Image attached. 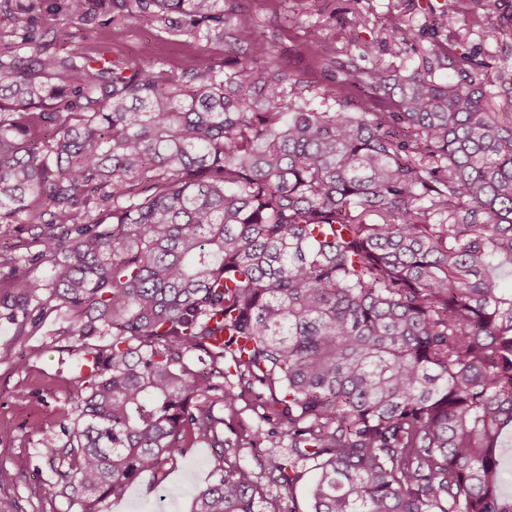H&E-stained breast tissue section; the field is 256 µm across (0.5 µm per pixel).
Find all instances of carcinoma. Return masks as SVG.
Listing matches in <instances>:
<instances>
[{
	"label": "carcinoma",
	"instance_id": "1",
	"mask_svg": "<svg viewBox=\"0 0 512 512\" xmlns=\"http://www.w3.org/2000/svg\"><path fill=\"white\" fill-rule=\"evenodd\" d=\"M4 2L0 23L28 33L0 52V238L26 224L38 250L0 252V318L27 336L63 316L88 369L47 448L76 512L184 448L232 447L206 402L234 408L232 372L268 386L291 451L314 462L310 512H512V121L488 90L512 105V69L484 44L512 33V10L455 0L430 27L464 15L479 42L433 41L399 76L315 40L329 84L314 92L258 60L261 30L247 52L225 31L220 69L168 73L52 54L34 35L45 0ZM219 2L54 0L83 25L193 28L225 22ZM422 33L394 22L384 43L399 56ZM260 503L236 466L193 512Z\"/></svg>",
	"mask_w": 512,
	"mask_h": 512
}]
</instances>
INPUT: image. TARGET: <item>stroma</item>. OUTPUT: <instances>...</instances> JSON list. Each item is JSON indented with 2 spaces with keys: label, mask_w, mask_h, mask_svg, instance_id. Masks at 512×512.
<instances>
[{
  "label": "stroma",
  "mask_w": 512,
  "mask_h": 512,
  "mask_svg": "<svg viewBox=\"0 0 512 512\" xmlns=\"http://www.w3.org/2000/svg\"><path fill=\"white\" fill-rule=\"evenodd\" d=\"M232 26L258 27L268 37L270 62L282 65L320 84L321 70L314 68L309 45L321 38L341 47L345 56L366 55L390 73L405 69L407 57L385 49L384 28L390 18L417 27L427 24L433 12L450 9L454 0H236ZM363 13L369 24L356 30L340 29L337 19L345 11ZM37 29L50 49L65 56L82 52L179 71L193 57L208 65L224 62L227 48L224 27L185 32L170 23L145 24L132 18L103 14L92 24L72 28L62 14L41 13ZM59 323L48 318L32 336H19L13 324L0 320V512H71L66 498L56 494L55 475L45 454V443L55 441L64 408L70 407L81 376L80 360L69 350V340L57 333ZM24 370L12 367L16 358ZM265 385L253 384L234 409L214 400L215 415L224 419L223 435L233 450L201 443L184 449L176 462L159 474L143 473L119 500H106L101 512H192L196 490L220 479L235 465L251 470L266 512H307V489L315 472L311 462L296 459L289 446L267 447L265 434L286 433L287 425L269 421ZM285 467L292 484L282 483L278 467Z\"/></svg>",
  "instance_id": "1"
}]
</instances>
